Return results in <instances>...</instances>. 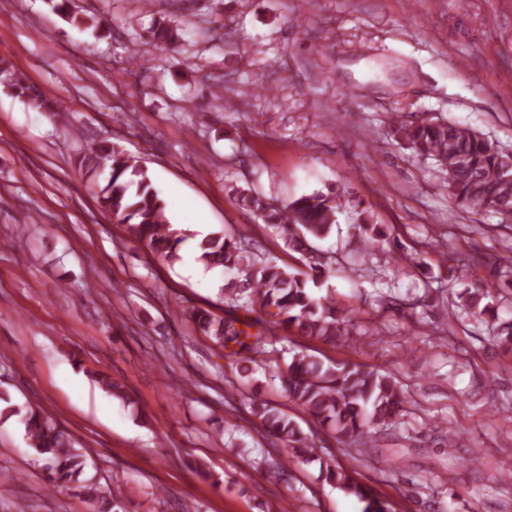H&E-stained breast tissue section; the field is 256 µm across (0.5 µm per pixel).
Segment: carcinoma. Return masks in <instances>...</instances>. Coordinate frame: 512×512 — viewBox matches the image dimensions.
I'll use <instances>...</instances> for the list:
<instances>
[{
  "instance_id": "carcinoma-1",
  "label": "carcinoma",
  "mask_w": 512,
  "mask_h": 512,
  "mask_svg": "<svg viewBox=\"0 0 512 512\" xmlns=\"http://www.w3.org/2000/svg\"><path fill=\"white\" fill-rule=\"evenodd\" d=\"M54 10L68 18L78 30L101 27L93 16L71 11L69 0H57ZM185 28L171 20L159 19L151 29V40L160 48L177 51ZM0 74L17 96L41 111L52 109L50 101L35 87L10 71L0 61ZM424 158L435 161L448 172L445 189L459 204L476 210L494 211L512 217V150H507L468 126L450 121L422 120L401 124L395 131ZM90 172L106 174L95 184L100 206L113 220L126 226L129 236L138 240L157 258L174 265L181 260V245L190 233L169 223L164 204L152 179L135 160L124 156L112 143L91 144L80 160ZM231 194L262 223L273 228L289 250L306 260L309 271L293 272L273 259H258L240 237L227 232H209L199 243V262L221 266L229 274L224 284L227 316L197 308L192 312L196 329L224 351V357L239 366L240 376L250 377L278 353L271 333L275 322L258 315L261 311L278 318V323L296 329L298 335L336 343L347 335V321L333 298L319 297L313 287L336 273V258L315 249L312 241L325 238L337 224L344 206L345 191L329 188L293 201L277 204L259 194L234 188ZM467 297L458 307L481 319L498 320V308L486 288L465 290ZM244 311L246 317L237 315ZM256 324L265 326L251 334ZM282 390L313 420L329 427L343 446L344 453L361 462L370 429L386 425L401 416L405 396L395 376L366 369L357 363L325 364L304 352H292L284 365L277 366ZM95 381L112 397L131 406L122 384L99 371ZM8 415H19L25 424L30 446L47 457L52 487H66L79 481L84 455L72 446L70 437L39 411L7 407ZM265 430L281 441L287 462L319 458L314 440L303 435L295 423L267 403L253 404ZM325 481L366 503L364 512H388L369 487L355 483L348 473L326 465L321 469Z\"/></svg>"
}]
</instances>
